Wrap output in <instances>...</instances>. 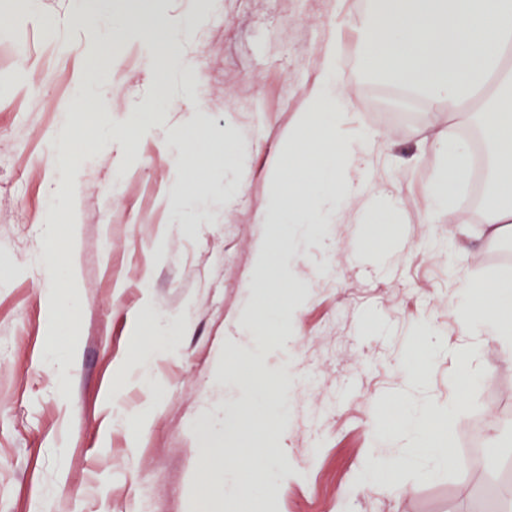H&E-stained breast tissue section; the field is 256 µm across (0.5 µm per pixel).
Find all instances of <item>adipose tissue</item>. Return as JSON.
<instances>
[{
	"label": "adipose tissue",
	"mask_w": 512,
	"mask_h": 512,
	"mask_svg": "<svg viewBox=\"0 0 512 512\" xmlns=\"http://www.w3.org/2000/svg\"><path fill=\"white\" fill-rule=\"evenodd\" d=\"M103 19L110 23L113 40L133 36L151 45L166 36L168 47L156 65V87L167 107H177L173 84L186 91L193 87V65L185 46L195 20L175 23L157 17L147 22L140 13L116 8L113 0H77L69 22L84 31L87 50L98 47ZM357 28L365 70L428 105L452 108L488 82L499 83L490 108L478 118L491 158L485 190L491 204L485 209V222L492 236L511 232L512 70L504 66L503 49L512 44V0H381ZM355 106L338 73L336 47L328 45L321 76L306 94L288 150L270 166L268 205L261 223L287 222L302 234L338 214L352 190L344 175L367 153L365 142L351 143L335 134L337 120ZM433 127L431 148L437 168L430 198L439 210L456 200L467 179L470 147L465 140L447 137L442 121H435ZM183 141L187 148L172 168L177 187H184L192 170L209 166L220 155L239 181H246L249 155L237 129L226 128L218 141L197 136L188 127ZM459 313L465 333L498 340L512 359L511 279L502 280L489 301L462 298ZM179 328V322L156 317L150 306H143L132 333L150 336L151 341L137 349L125 365L126 372L148 381ZM432 417V408L425 404L404 412L395 431L409 435V444L401 456L376 465V483L398 491L402 488L398 475L407 467L431 470L453 465L444 438L431 431Z\"/></svg>",
	"instance_id": "adipose-tissue-1"
}]
</instances>
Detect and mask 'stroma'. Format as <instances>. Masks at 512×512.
<instances>
[{"instance_id":"stroma-1","label":"stroma","mask_w":512,"mask_h":512,"mask_svg":"<svg viewBox=\"0 0 512 512\" xmlns=\"http://www.w3.org/2000/svg\"><path fill=\"white\" fill-rule=\"evenodd\" d=\"M74 0H39L60 24L8 18L0 37V512H186V485L197 448L222 445L228 396L214 365L228 340L251 346L240 322L257 280L254 252L269 242L259 223L266 171L288 145L293 123L316 80L329 40L340 77L357 102L340 132L374 135L369 174L350 170L361 193L340 221L316 225L298 240L287 276L302 288L287 344L269 337L260 381L288 366L305 388L286 392V434L279 452L287 471L274 489L276 512H501L505 473L512 471V361L500 343L465 335L457 302L472 288L512 276V236L492 238L471 187L465 223L433 213L436 168L424 148L434 117L419 101L395 95L366 72L347 30L370 0H222L195 31L191 50L207 91L165 115L180 125L202 110L203 134L225 124L245 139L251 174L235 188L224 169L199 180L213 208L198 226L184 224L169 203V159L178 149L164 131L131 134L98 148L92 113L66 115L79 95L77 76L93 62L84 33L67 18ZM120 89L102 74L97 94L125 128L131 102L154 97L153 56ZM72 120L83 141L59 169L54 138ZM393 207L398 223L385 241L365 246L371 211ZM56 211V238L42 220ZM453 236L466 252L456 263L430 256L431 238ZM56 251L70 253L76 282L59 277L73 298L72 317L57 335L45 326L42 271ZM169 320L192 314L173 350L154 370L155 389L127 376L131 328L143 302ZM433 333L434 355L417 353L418 323ZM70 359L59 382L55 368ZM419 370L427 398L441 410L453 467L400 475L406 493L370 483L374 466L398 455L403 437L372 429L377 405H405L408 366ZM160 393L152 426L136 432L125 413ZM458 404L461 416L447 414Z\"/></svg>"}]
</instances>
